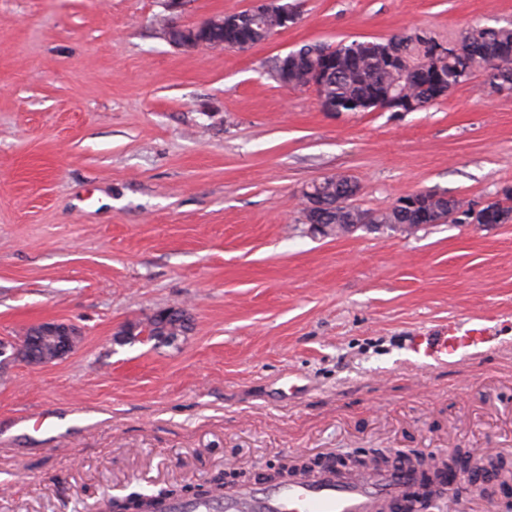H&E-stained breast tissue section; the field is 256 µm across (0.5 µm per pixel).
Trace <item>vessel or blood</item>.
Instances as JSON below:
<instances>
[{
  "mask_svg": "<svg viewBox=\"0 0 512 512\" xmlns=\"http://www.w3.org/2000/svg\"><path fill=\"white\" fill-rule=\"evenodd\" d=\"M484 340L481 329L458 335L448 329L437 344L416 341L413 351L423 358L449 360L466 344ZM422 483L409 471L375 470L345 473L324 464L309 475L272 485L225 483L222 491L207 499L165 500L158 512H378L381 503L410 507Z\"/></svg>",
  "mask_w": 512,
  "mask_h": 512,
  "instance_id": "1",
  "label": "vessel or blood"
}]
</instances>
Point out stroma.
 <instances>
[{
    "label": "stroma",
    "mask_w": 512,
    "mask_h": 512,
    "mask_svg": "<svg viewBox=\"0 0 512 512\" xmlns=\"http://www.w3.org/2000/svg\"><path fill=\"white\" fill-rule=\"evenodd\" d=\"M295 2L238 52L160 29L252 0H0V340L81 336L49 365L0 359V512H103L294 458L512 455V223L336 238L301 213L333 174L369 210L499 199L512 92L479 74L419 112H325L271 71L313 41L512 23V0ZM169 309L190 321L175 344L125 337ZM451 323L488 343L418 361L414 337ZM440 197L444 198V199L448 198V200L439 199V200L434 201V202H427V207L430 210H432L434 213H437L438 211H440L446 204H448V208H454L455 203H456V199L448 197L445 194L438 193V192L432 191V190L416 191V192H413V193H409V194H405V195L399 196L397 199H402L398 203V205L408 206V207L413 208L415 206H418V201L423 199V198H426V199L434 198V199H436V198H440ZM41 327L42 336L45 340L54 341L55 354L51 357H32L31 364L42 365L58 361L73 352L79 343V333L71 325L55 321L42 322L37 325Z\"/></svg>",
    "instance_id": "35a3bbf8"
}]
</instances>
